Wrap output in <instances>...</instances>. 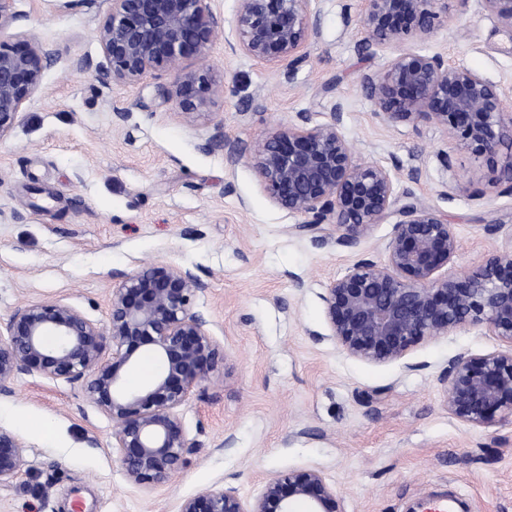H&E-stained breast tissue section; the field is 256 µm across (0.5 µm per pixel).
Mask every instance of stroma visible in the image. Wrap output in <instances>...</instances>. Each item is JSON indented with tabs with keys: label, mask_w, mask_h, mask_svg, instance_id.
I'll use <instances>...</instances> for the list:
<instances>
[{
	"label": "stroma",
	"mask_w": 512,
	"mask_h": 512,
	"mask_svg": "<svg viewBox=\"0 0 512 512\" xmlns=\"http://www.w3.org/2000/svg\"><path fill=\"white\" fill-rule=\"evenodd\" d=\"M212 6L224 24L208 63L224 93L191 121L157 99L154 77L98 80L97 7L15 0L20 20L0 29L2 41L24 33L62 54L0 141V322L60 300L106 323L117 274L171 263L207 282L194 307L225 354L179 409L197 443L187 466L153 489L126 480L112 421L84 404L80 384L18 376L0 398V426L28 449L18 475L0 482V512H179L202 490L253 497L273 476L308 468L335 486L344 512H412L449 494L467 512H512V422L474 428L451 417L440 380L450 357L501 349L499 337L473 326L396 362L348 357L329 336L322 296L359 258L384 261L392 222L354 248L319 244L270 202L245 160L207 144L219 130L250 144L302 114L325 121L341 105L354 158L390 167L399 190L453 224L459 249L448 270L457 274L512 244V193L447 194L449 176L466 185L494 174L451 148L441 128L377 117L362 78L396 50H361L360 0H318L321 34L292 72L231 53L237 2ZM412 48L512 95V30L478 0ZM73 58L90 69L71 70ZM495 223L501 232L486 234Z\"/></svg>",
	"instance_id": "obj_1"
}]
</instances>
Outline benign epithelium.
Returning <instances> with one entry per match:
<instances>
[{
  "label": "benign epithelium",
  "mask_w": 512,
  "mask_h": 512,
  "mask_svg": "<svg viewBox=\"0 0 512 512\" xmlns=\"http://www.w3.org/2000/svg\"><path fill=\"white\" fill-rule=\"evenodd\" d=\"M469 0H362V47L376 50L422 41L450 24L449 2ZM15 0H0V29L20 19ZM105 5L97 30L106 83L132 85L170 71L159 97L188 120L224 93L208 67L181 65L209 56L220 18L212 0H69V6ZM317 0H237L231 52L269 68L293 72L307 61L319 38ZM483 11L512 29V0H480ZM60 59L54 45L23 35L0 41V141L6 139L40 91L45 71ZM377 114L391 127L425 122L444 130L450 142L473 151L494 172L488 187L512 190V98L471 69L440 53L401 51L385 67L364 76ZM300 123L268 134L253 147H211L246 158L261 188L277 207L300 218L298 230L324 241L355 247L376 224L397 217L385 261H355L323 295L332 338L350 357L382 364L404 359L420 343L465 326H484L508 349L482 355L459 353L442 372L448 414L472 427L512 420V247L493 248L463 275L440 274L457 253L453 225L409 191H399L390 169L360 163L343 133L341 108L324 122ZM119 283L101 325L60 300L18 308L4 323L0 340V396L13 393L21 374L81 383L83 401L112 419V454L127 481L151 489L187 463L196 444L188 438L178 408L209 371L224 359L205 317L193 309L208 288L192 269L154 264ZM110 358H105L107 348ZM159 359L163 371L132 390L124 369L138 350ZM27 444L0 426V481L14 477ZM343 512L336 488L315 468L269 479L261 493L242 497L235 489H205L179 512Z\"/></svg>",
  "instance_id": "benign-epithelium-1"
}]
</instances>
